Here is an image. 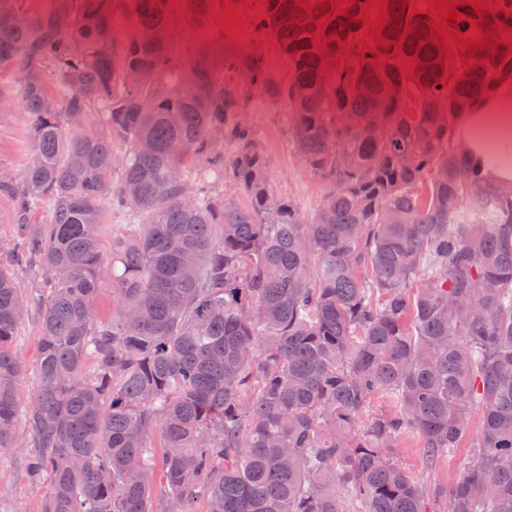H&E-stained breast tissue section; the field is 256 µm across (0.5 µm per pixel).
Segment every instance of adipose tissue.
I'll list each match as a JSON object with an SVG mask.
<instances>
[{
  "mask_svg": "<svg viewBox=\"0 0 512 512\" xmlns=\"http://www.w3.org/2000/svg\"><path fill=\"white\" fill-rule=\"evenodd\" d=\"M457 140L482 182L512 186V86L477 97L459 117Z\"/></svg>",
  "mask_w": 512,
  "mask_h": 512,
  "instance_id": "adipose-tissue-1",
  "label": "adipose tissue"
}]
</instances>
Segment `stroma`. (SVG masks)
<instances>
[{"label": "stroma", "instance_id": "35a3bbf8", "mask_svg": "<svg viewBox=\"0 0 512 512\" xmlns=\"http://www.w3.org/2000/svg\"><path fill=\"white\" fill-rule=\"evenodd\" d=\"M230 6L242 9L245 22L236 33L223 31L216 20L219 11H212L211 21L198 26L185 16L180 0L171 4V25L180 54L189 55L202 42H210L214 58L228 59L240 51L255 48L263 52L267 67L280 79L288 77V61L274 37L256 39L251 24L256 13L244 6L245 0H228ZM245 118L269 161L267 178L284 197L292 199L302 211L313 212L331 189L328 180L310 172L297 156L291 140L294 121L287 104L272 103L258 91L248 94ZM30 116L21 104L20 95H13L0 104V167L23 174L30 157L28 128ZM40 314L31 308L15 341V349L23 362L20 381L22 397L31 395L39 358ZM36 453L29 435H22L12 448H0V512H42L47 484L33 485L29 464ZM399 459L416 480L436 481L452 486L472 464L469 446L458 448L451 459L430 467L418 439H401L396 450Z\"/></svg>", "mask_w": 512, "mask_h": 512}]
</instances>
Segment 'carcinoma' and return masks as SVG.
Returning a JSON list of instances; mask_svg holds the SVG:
<instances>
[{"mask_svg":"<svg viewBox=\"0 0 512 512\" xmlns=\"http://www.w3.org/2000/svg\"><path fill=\"white\" fill-rule=\"evenodd\" d=\"M170 2L13 0L0 15V74L15 77L0 102L20 93L32 144L0 198L44 275L22 411L28 304L0 264V448L25 419L31 474L50 476L43 512H428L441 498L512 512V193L482 187L453 133L512 78L495 41L512 16L458 0L453 34L488 44L446 62L409 0H383L384 43L356 18L370 0H264L254 30L288 79L245 52L234 80L202 47L173 54ZM214 2L184 0L194 22ZM250 90L288 103L295 150L332 184L310 217L266 177ZM42 203L50 223H30ZM105 203L136 227L109 259ZM105 278L110 323L95 312ZM376 396L394 410L367 416ZM406 435L432 466L470 439L475 464L449 490L417 481L396 457Z\"/></svg>","mask_w":512,"mask_h":512,"instance_id":"obj_1","label":"carcinoma"}]
</instances>
